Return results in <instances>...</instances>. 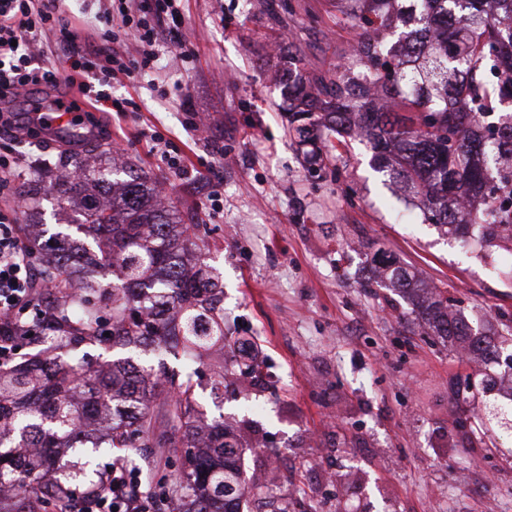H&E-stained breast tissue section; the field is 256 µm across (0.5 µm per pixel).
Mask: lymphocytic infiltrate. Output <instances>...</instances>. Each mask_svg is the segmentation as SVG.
Instances as JSON below:
<instances>
[{"instance_id":"1","label":"lymphocytic infiltrate","mask_w":512,"mask_h":512,"mask_svg":"<svg viewBox=\"0 0 512 512\" xmlns=\"http://www.w3.org/2000/svg\"><path fill=\"white\" fill-rule=\"evenodd\" d=\"M98 2L96 20L107 25L113 17H120L127 38L137 45V56L104 41L84 43L60 0H0V130L17 126L12 103L41 88L67 87L107 112L137 111L134 101L113 98L108 88L117 75L135 79L156 70L161 38H168L177 48L180 61L193 59L194 50L181 32L182 0H117L114 8L107 0ZM49 33L66 45L68 67L36 61L33 47ZM42 306L17 213L0 210L1 362L14 355L19 338L27 334L23 315ZM64 496L69 512H153L155 500L154 490L144 487L140 476L121 459L113 461L106 484L94 497L74 488L65 490Z\"/></svg>"}]
</instances>
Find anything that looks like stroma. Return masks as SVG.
Listing matches in <instances>:
<instances>
[{
    "label": "stroma",
    "mask_w": 512,
    "mask_h": 512,
    "mask_svg": "<svg viewBox=\"0 0 512 512\" xmlns=\"http://www.w3.org/2000/svg\"><path fill=\"white\" fill-rule=\"evenodd\" d=\"M329 0H183L194 61L156 84L115 79L112 95L138 111L81 106L84 135L118 149L133 170L167 187L195 225L202 260L224 290L223 353L142 352V361L191 377L207 417L223 416L248 475L288 512H512V415L483 395L485 362L425 335L409 299L362 285L376 252L396 258L484 335L512 331V252L462 246L423 222L397 184L372 167L363 138L311 158L288 132L281 78L288 57L306 72L338 64L357 30L336 26ZM195 121L197 130L187 128ZM160 133L181 171L151 137ZM62 140L0 133L17 156L0 209L21 224L64 229L69 208L44 195L30 218L24 192L63 174ZM224 395L210 385L219 365ZM128 460L164 491L180 448H139Z\"/></svg>",
    "instance_id": "stroma-1"
}]
</instances>
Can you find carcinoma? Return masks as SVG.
<instances>
[{
	"label": "carcinoma",
	"mask_w": 512,
	"mask_h": 512,
	"mask_svg": "<svg viewBox=\"0 0 512 512\" xmlns=\"http://www.w3.org/2000/svg\"><path fill=\"white\" fill-rule=\"evenodd\" d=\"M402 23L387 50L360 40L356 54L336 73L308 76L288 92L290 129L303 139L323 129L326 139L365 135L375 167L423 204L424 220L450 233L479 230L489 245L512 243V0H336V24L366 34ZM371 75L370 85L360 72ZM111 151L89 144L65 162L76 174L35 186L30 198L50 193L75 207L67 231L48 255L33 252L39 275L54 283L46 305L24 320L42 350L0 366V488L22 502L17 512H41L63 487L57 458L62 448L86 446L84 425L107 430L92 447L183 448L186 465L168 495L187 504L183 512H239L246 496L272 489L243 476L239 443L224 415L207 421L189 379L135 364L131 358L96 368L72 354L83 346L110 349L163 346L178 353L224 349V290L210 272L188 266L195 247L191 230L161 199L158 187L139 174H114L89 160ZM479 211L466 209L472 196ZM94 240L85 247L78 235ZM112 269V287L100 293L96 276L75 278L82 264ZM389 286L410 294L422 287L395 260L374 266ZM422 321L438 336L465 340L477 351L481 338L448 314L441 295L418 301ZM103 475L79 469L73 483L91 490Z\"/></svg>",
	"instance_id": "carcinoma-1"
}]
</instances>
